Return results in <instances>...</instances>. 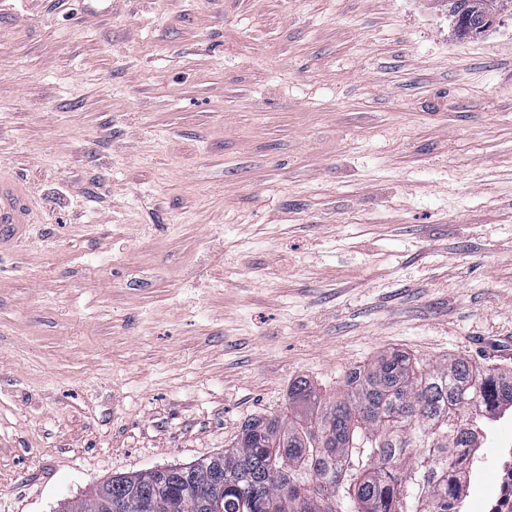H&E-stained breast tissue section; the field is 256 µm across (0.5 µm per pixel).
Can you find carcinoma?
Listing matches in <instances>:
<instances>
[{"label": "carcinoma", "instance_id": "1", "mask_svg": "<svg viewBox=\"0 0 512 512\" xmlns=\"http://www.w3.org/2000/svg\"><path fill=\"white\" fill-rule=\"evenodd\" d=\"M448 3L460 28L488 9ZM510 409L512 370L393 350L333 397L295 381L286 411L247 420L222 453L114 477L67 512H107L109 492L119 512H455L463 473L484 465L478 440Z\"/></svg>", "mask_w": 512, "mask_h": 512}]
</instances>
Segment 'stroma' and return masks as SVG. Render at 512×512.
<instances>
[{
    "instance_id": "1",
    "label": "stroma",
    "mask_w": 512,
    "mask_h": 512,
    "mask_svg": "<svg viewBox=\"0 0 512 512\" xmlns=\"http://www.w3.org/2000/svg\"><path fill=\"white\" fill-rule=\"evenodd\" d=\"M3 177L34 217L0 238V512L394 349L512 369V10L462 39L448 0H0Z\"/></svg>"
}]
</instances>
